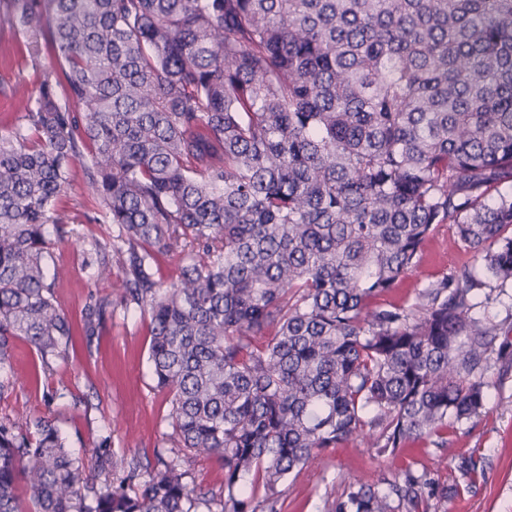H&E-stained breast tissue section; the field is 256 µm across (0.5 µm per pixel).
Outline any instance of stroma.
<instances>
[{
	"label": "stroma",
	"instance_id": "stroma-1",
	"mask_svg": "<svg viewBox=\"0 0 512 512\" xmlns=\"http://www.w3.org/2000/svg\"><path fill=\"white\" fill-rule=\"evenodd\" d=\"M20 43L18 31L0 28V87L20 83L33 95L39 83L33 69L19 63ZM55 207L75 231L74 237L53 250L54 263L64 271L55 292L77 324L91 299L113 294L110 281L97 279L84 266L83 240L109 239L114 227L107 224L80 169H73ZM453 232L449 224L435 227L422 246L419 264L399 279L387 301L414 302L430 281L474 265L471 252L450 245ZM150 334L148 314L115 304L108 308L92 343L77 342L69 359L51 368H43L35 348L16 341L11 363L0 367V382L10 385L0 395V422L25 416L51 419L100 489L111 486L114 479L112 471L98 466L96 450L102 438H109L111 449L130 450L146 462L170 457L169 405L153 386ZM486 378L484 413L449 426L448 451L426 441L409 443L393 457L377 454L360 441L326 449L288 476L282 486V512H326L328 502L349 483L398 480L409 467L427 468L439 483L455 484L462 480L457 465L463 456L480 460L483 479L476 487L462 490L459 497L438 503L434 512H512V374L502 378L493 368Z\"/></svg>",
	"mask_w": 512,
	"mask_h": 512
}]
</instances>
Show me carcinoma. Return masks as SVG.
Wrapping results in <instances>:
<instances>
[{
    "label": "carcinoma",
    "instance_id": "cac0c4a2",
    "mask_svg": "<svg viewBox=\"0 0 512 512\" xmlns=\"http://www.w3.org/2000/svg\"><path fill=\"white\" fill-rule=\"evenodd\" d=\"M5 23L40 82L0 132V366L17 339L46 368L73 348L47 261L78 163L117 228L87 265L150 317L177 451L146 476L103 438L122 476L101 491L53 421L0 422V512H280L326 448L445 451L449 423L482 415L491 365L512 371V314L474 312L512 283V0H3ZM437 224L482 269L380 302ZM155 248L179 257L166 285ZM197 458L224 468L219 495L186 481ZM459 493L409 467L327 512Z\"/></svg>",
    "mask_w": 512,
    "mask_h": 512
}]
</instances>
